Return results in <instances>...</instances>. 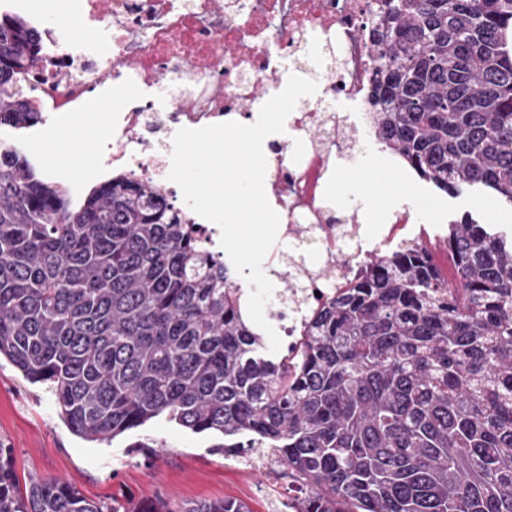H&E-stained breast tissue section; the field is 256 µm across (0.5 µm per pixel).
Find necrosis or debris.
I'll return each instance as SVG.
<instances>
[{"instance_id":"necrosis-or-debris-1","label":"necrosis or debris","mask_w":512,"mask_h":512,"mask_svg":"<svg viewBox=\"0 0 512 512\" xmlns=\"http://www.w3.org/2000/svg\"><path fill=\"white\" fill-rule=\"evenodd\" d=\"M377 0H78L90 26L106 30L101 59L74 52L44 18L31 21L40 40L37 63L19 86L31 94L42 121L83 113L89 94L111 76L113 87L138 78L169 90L172 109L159 114L153 102L113 106L108 135L99 146L106 170L156 185L173 198L169 172L175 133L222 123L231 114L246 115L258 93L257 78L279 71L285 60L305 56L310 40L329 51L325 71L330 90L365 112L372 78L368 27ZM225 55H218V47ZM341 143L332 137L303 146L293 157L267 160L266 180L283 208L289 230L326 223L321 212L329 166ZM437 230L413 226L408 213L395 211L372 227V240H343L325 233L310 258L337 265L336 286L347 287L364 270L369 250L411 244L430 248ZM331 289L312 282L292 300H268L267 322L294 354L306 334L309 312L328 299Z\"/></svg>"}]
</instances>
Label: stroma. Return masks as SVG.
I'll return each instance as SVG.
<instances>
[{
    "label": "stroma",
    "mask_w": 512,
    "mask_h": 512,
    "mask_svg": "<svg viewBox=\"0 0 512 512\" xmlns=\"http://www.w3.org/2000/svg\"><path fill=\"white\" fill-rule=\"evenodd\" d=\"M112 98L111 82L91 98L85 113L65 120L66 132L93 150L108 132L101 103ZM21 146L35 158L43 176L62 183L101 180L98 158L76 165L58 147L55 127L13 129L0 126V144ZM414 191L430 203L423 224L447 227L465 212L491 211L500 229L512 231V208L496 205L491 193L466 192L452 197L414 179ZM215 436L192 433L159 418L108 444H89L75 436L58 416L44 386L29 382L9 362L0 361V446L11 449L19 479L57 478L94 501L142 504L165 501L174 512L190 502L232 499L250 512H289L300 497L297 482L282 464L257 467L251 457L214 448Z\"/></svg>",
    "instance_id": "1"
}]
</instances>
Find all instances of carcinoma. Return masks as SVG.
Here are the masks:
<instances>
[{
  "instance_id": "cac0c4a2",
  "label": "carcinoma",
  "mask_w": 512,
  "mask_h": 512,
  "mask_svg": "<svg viewBox=\"0 0 512 512\" xmlns=\"http://www.w3.org/2000/svg\"><path fill=\"white\" fill-rule=\"evenodd\" d=\"M369 34L371 138L448 195L512 206V0H380ZM39 52L0 15V125L40 121L17 85ZM444 245L454 280L420 247L378 254L277 358L157 188L117 175L76 198L0 147V359L86 442L164 417L266 449L305 489L293 512H512V234L468 212ZM0 512L250 510L22 486L0 447Z\"/></svg>"
}]
</instances>
